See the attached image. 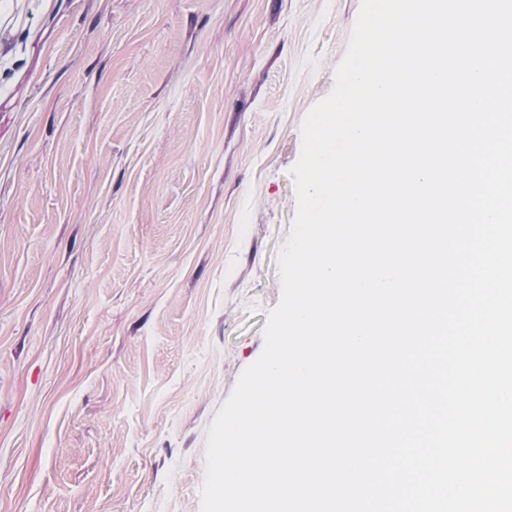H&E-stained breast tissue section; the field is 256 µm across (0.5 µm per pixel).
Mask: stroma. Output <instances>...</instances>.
<instances>
[{
  "label": "stroma",
  "mask_w": 512,
  "mask_h": 512,
  "mask_svg": "<svg viewBox=\"0 0 512 512\" xmlns=\"http://www.w3.org/2000/svg\"><path fill=\"white\" fill-rule=\"evenodd\" d=\"M361 0H63L0 88V512H201Z\"/></svg>",
  "instance_id": "obj_1"
}]
</instances>
